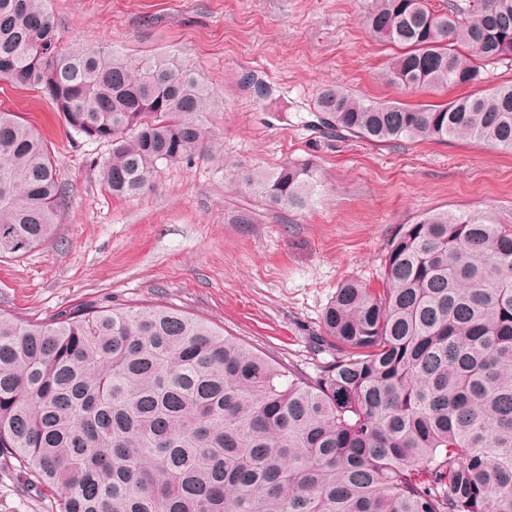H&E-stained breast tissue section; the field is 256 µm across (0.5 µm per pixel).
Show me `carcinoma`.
Here are the masks:
<instances>
[{"instance_id":"carcinoma-1","label":"carcinoma","mask_w":512,"mask_h":512,"mask_svg":"<svg viewBox=\"0 0 512 512\" xmlns=\"http://www.w3.org/2000/svg\"><path fill=\"white\" fill-rule=\"evenodd\" d=\"M365 26L397 48L383 76L407 91L473 85L512 58V0H373ZM0 79L112 145L115 198L196 160L288 210L326 192L309 163H225L218 104L179 55L62 47L47 0H0ZM318 108L371 142L512 153V83L420 107L325 86ZM65 207L44 138L0 110V254L51 240ZM383 277L337 288L314 340L333 360L311 378L171 308L0 313V454L59 491L57 512H512V225L429 213L398 227Z\"/></svg>"}]
</instances>
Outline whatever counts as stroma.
Returning a JSON list of instances; mask_svg holds the SVG:
<instances>
[{
  "mask_svg": "<svg viewBox=\"0 0 512 512\" xmlns=\"http://www.w3.org/2000/svg\"><path fill=\"white\" fill-rule=\"evenodd\" d=\"M62 45L130 58L181 54L222 104L224 158L270 171L316 163L326 185L305 211L277 208L198 161L160 166L153 192L113 198L108 144L68 130L37 89L0 80V109L47 139L69 198L55 237L0 255V312L46 320L79 305H162L223 329L297 374L324 355L309 338L338 285L380 287L399 225L431 211L485 210L512 225V154L473 140L373 143L318 122L334 85L374 101L440 104L382 76L393 52L365 30L371 0H49ZM0 512H55L23 466L0 455Z\"/></svg>",
  "mask_w": 512,
  "mask_h": 512,
  "instance_id": "obj_1",
  "label": "stroma"
}]
</instances>
